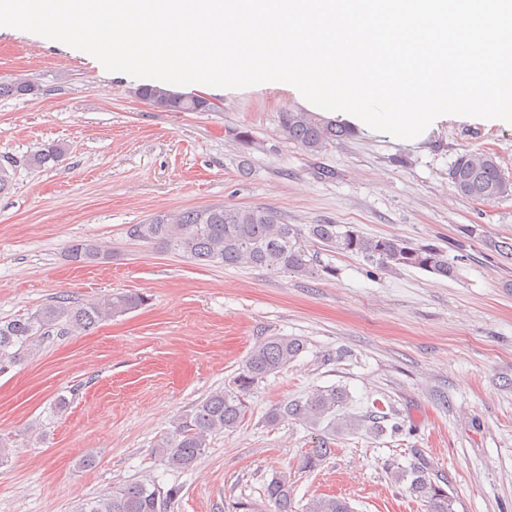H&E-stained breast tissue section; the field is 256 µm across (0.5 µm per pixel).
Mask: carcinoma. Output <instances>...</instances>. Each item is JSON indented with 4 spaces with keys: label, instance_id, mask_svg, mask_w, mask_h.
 Segmentation results:
<instances>
[{
    "label": "carcinoma",
    "instance_id": "carcinoma-1",
    "mask_svg": "<svg viewBox=\"0 0 512 512\" xmlns=\"http://www.w3.org/2000/svg\"><path fill=\"white\" fill-rule=\"evenodd\" d=\"M134 94L144 103L164 112H209L214 104L204 96H182L167 89L142 85ZM288 140L309 155L324 150L334 141L354 135L348 125L338 124L313 112L288 110L279 115ZM65 149L45 144L24 159L35 170L51 169L62 161ZM448 178L461 197L491 202L512 194V182L502 173L496 157L488 152H464L448 169ZM127 233L133 239L170 247L199 264L226 267H254L297 275L320 276L311 246L320 244L330 251L363 259L376 272L416 268L454 278L459 256L436 245H418L395 236L365 235L343 224H290L286 216L270 206L239 207L210 205L184 211L171 224L158 215L144 224H132ZM65 257L74 264H99L112 253L94 240H77L66 247ZM145 298L137 293L107 294L86 303L67 306L61 301L42 306L23 318L0 321V371L29 357L34 347L54 329L61 333L90 330L104 321L142 306ZM306 348L305 341L291 336H269L250 352L234 386L210 393L193 410L172 422V429L156 444L168 467L193 469L216 432L233 430L244 420L246 396L268 375L285 367ZM351 398L339 386L323 387L304 397L279 404L268 421L295 420L336 432L365 431L377 435L384 430L388 416H356L348 412ZM332 452L327 441L309 449L301 468L313 469ZM393 480L407 484L410 495L427 503V512H455V500L431 479L425 464L419 462L392 472ZM180 488L164 489L155 483L128 481L112 490L81 502L76 512H171ZM294 481L286 472L274 476L265 486L264 496L273 512H294ZM306 512H352L349 504L336 497H317Z\"/></svg>",
    "mask_w": 512,
    "mask_h": 512
}]
</instances>
